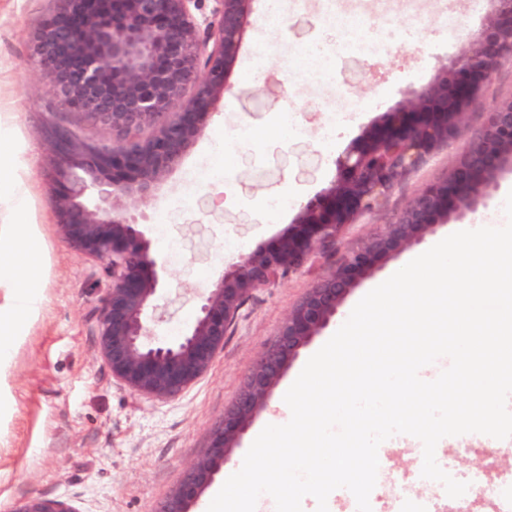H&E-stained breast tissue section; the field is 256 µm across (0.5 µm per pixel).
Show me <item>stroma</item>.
<instances>
[{
	"instance_id": "obj_1",
	"label": "stroma",
	"mask_w": 512,
	"mask_h": 512,
	"mask_svg": "<svg viewBox=\"0 0 512 512\" xmlns=\"http://www.w3.org/2000/svg\"><path fill=\"white\" fill-rule=\"evenodd\" d=\"M56 7L0 0V138L15 150L0 155V225H36L43 282L36 310L18 317L10 302L23 281L0 283V338L10 346L0 361V512L36 496L70 500L78 512H159L289 313L481 140L494 108L512 100V61L470 104L458 140L347 225L334 253H314L300 272L254 291L207 372L179 396L157 399L113 378L93 331L112 277L56 233L53 156L40 134L53 100L48 79L26 72L31 36ZM489 9L487 0H254L226 91L193 147L154 201L123 202L165 265L155 300L162 338L187 329L226 261L273 247L300 204L337 181L338 158L407 88L448 65ZM359 44L371 51L339 96L340 61ZM321 47L331 52L329 76L306 78L300 51ZM440 461L459 480L491 465L512 471V441Z\"/></svg>"
}]
</instances>
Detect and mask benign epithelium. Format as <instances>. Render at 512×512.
<instances>
[{"label":"benign epithelium","mask_w":512,"mask_h":512,"mask_svg":"<svg viewBox=\"0 0 512 512\" xmlns=\"http://www.w3.org/2000/svg\"><path fill=\"white\" fill-rule=\"evenodd\" d=\"M197 0H59L32 36L30 68L49 79L55 105L131 141L93 146L50 123L43 135L56 154V230L77 253L112 273L97 319L98 347L112 376L156 398L181 394L210 367L224 335L251 293L299 272L317 251L336 249L342 229L380 206L401 179L458 138L471 101L512 60V0L491 10L451 66L421 89H409L386 119L337 160L340 176L324 196L300 205L271 249L224 265L187 330L172 342L150 339L148 310L160 285V258L116 202H148L182 162L226 89V72L253 0H212L200 32ZM146 128L148 140H137ZM512 163V101L491 113L481 141L445 183L420 191L397 222L354 252L291 311L276 342L247 377L207 453L193 462L160 512L191 506L241 447L289 365L316 336L336 324L340 308L366 275L423 243L437 225L488 208ZM14 512H79L69 501L32 497Z\"/></svg>","instance_id":"obj_1"}]
</instances>
